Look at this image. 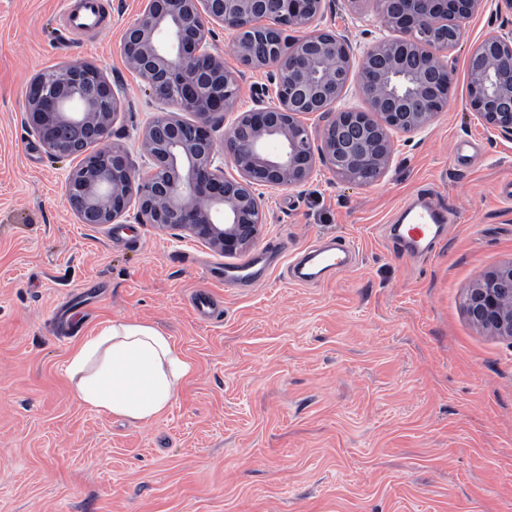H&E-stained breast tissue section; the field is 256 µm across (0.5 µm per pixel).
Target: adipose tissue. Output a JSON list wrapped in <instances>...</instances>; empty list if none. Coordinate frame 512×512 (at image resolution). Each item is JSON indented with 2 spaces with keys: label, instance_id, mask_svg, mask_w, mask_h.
Segmentation results:
<instances>
[{
  "label": "adipose tissue",
  "instance_id": "ef3b65f1",
  "mask_svg": "<svg viewBox=\"0 0 512 512\" xmlns=\"http://www.w3.org/2000/svg\"><path fill=\"white\" fill-rule=\"evenodd\" d=\"M67 372L82 405L148 425L163 415L195 367L171 336L121 319L80 343Z\"/></svg>",
  "mask_w": 512,
  "mask_h": 512
}]
</instances>
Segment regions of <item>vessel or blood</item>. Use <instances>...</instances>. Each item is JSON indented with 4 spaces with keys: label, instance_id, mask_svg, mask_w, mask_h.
Instances as JSON below:
<instances>
[{
    "label": "vessel or blood",
    "instance_id": "1",
    "mask_svg": "<svg viewBox=\"0 0 512 512\" xmlns=\"http://www.w3.org/2000/svg\"><path fill=\"white\" fill-rule=\"evenodd\" d=\"M101 0H70L64 26L73 34L101 27ZM448 220V211L429 195L403 210V222L396 225L395 236L407 252H424L440 237ZM353 249L347 244H328L311 249L306 256L290 265L291 276L302 283L321 282L327 276L344 272L352 263ZM266 258L258 256L224 268V280L230 284L250 285L259 281L265 271Z\"/></svg>",
    "mask_w": 512,
    "mask_h": 512
}]
</instances>
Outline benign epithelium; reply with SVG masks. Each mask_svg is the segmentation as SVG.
<instances>
[{
  "label": "benign epithelium",
  "mask_w": 512,
  "mask_h": 512,
  "mask_svg": "<svg viewBox=\"0 0 512 512\" xmlns=\"http://www.w3.org/2000/svg\"><path fill=\"white\" fill-rule=\"evenodd\" d=\"M329 2L145 0L124 28L122 53L158 103L140 136L152 166L138 171L117 145L93 152L66 181L81 223L112 224L134 204L139 223L235 255L265 224L263 190L301 185L319 165L350 183L383 178L394 135L422 132L447 109L452 73L440 32L451 22L464 35L483 0H376L377 36L358 46L322 27ZM216 26L236 34L243 66L268 69L270 86L255 88L248 110L238 108L242 73L226 69L211 43ZM290 29L305 34L290 37ZM467 81L470 109L511 136L512 31L476 45ZM351 93L366 108L351 105ZM122 96L94 65L62 64L32 79L25 125L50 155L71 157L110 136ZM229 114L232 175L215 163V119ZM311 114L326 118L316 142L304 122ZM464 307L473 324L512 341V264L480 277Z\"/></svg>",
  "instance_id": "1"
}]
</instances>
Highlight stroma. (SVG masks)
<instances>
[{
    "instance_id": "stroma-1",
    "label": "stroma",
    "mask_w": 512,
    "mask_h": 512,
    "mask_svg": "<svg viewBox=\"0 0 512 512\" xmlns=\"http://www.w3.org/2000/svg\"><path fill=\"white\" fill-rule=\"evenodd\" d=\"M105 25L64 41L62 0H0V512H512V342L475 326L465 293L512 263V139L468 107L467 57L512 26L487 0L447 53L448 108L395 137L380 181L320 167L266 191L255 249L286 244L263 281L225 283L227 258L127 213L81 223L65 185L80 157L50 156L24 125L39 72L90 63L125 90L109 144L140 169L157 109L121 52L143 0H102ZM344 8L324 23L352 43L375 26ZM429 194L446 236L410 255L391 242L401 208ZM351 268L294 283L289 254L329 240ZM217 303L208 320L189 303ZM131 317L172 336L196 373L149 425L76 398L71 351Z\"/></svg>"
}]
</instances>
